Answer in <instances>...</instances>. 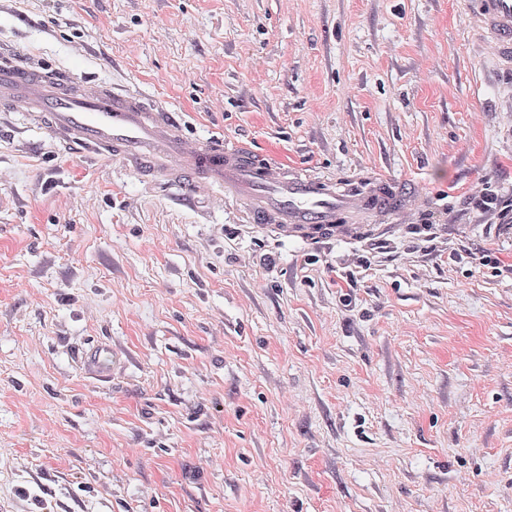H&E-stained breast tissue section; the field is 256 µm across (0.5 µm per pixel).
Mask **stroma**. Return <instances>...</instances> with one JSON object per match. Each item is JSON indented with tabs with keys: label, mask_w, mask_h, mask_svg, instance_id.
Wrapping results in <instances>:
<instances>
[{
	"label": "stroma",
	"mask_w": 512,
	"mask_h": 512,
	"mask_svg": "<svg viewBox=\"0 0 512 512\" xmlns=\"http://www.w3.org/2000/svg\"><path fill=\"white\" fill-rule=\"evenodd\" d=\"M2 54L429 203L283 242L0 112V503L512 512V223L468 204L512 197V76L456 0H0ZM468 196L473 211L481 216L490 221L497 219L499 224L512 223V199L498 196V193L489 189L488 184L482 183L479 189L474 187Z\"/></svg>",
	"instance_id": "1"
}]
</instances>
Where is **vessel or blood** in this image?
<instances>
[{"instance_id": "1", "label": "vessel or blood", "mask_w": 512, "mask_h": 512, "mask_svg": "<svg viewBox=\"0 0 512 512\" xmlns=\"http://www.w3.org/2000/svg\"><path fill=\"white\" fill-rule=\"evenodd\" d=\"M495 71L512 73V0H456ZM0 112L34 113L65 147L121 160L129 171L184 189L187 197L239 200L250 224L309 245L364 236L375 217L404 218L422 191L380 172L339 182L258 156L241 141L195 136L186 114L144 92L75 73L0 61Z\"/></svg>"}]
</instances>
